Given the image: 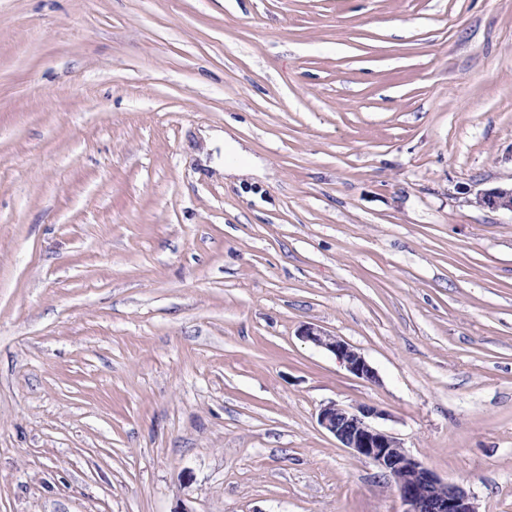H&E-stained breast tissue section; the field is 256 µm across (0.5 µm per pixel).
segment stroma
I'll use <instances>...</instances> for the list:
<instances>
[{
    "instance_id": "1",
    "label": "stroma",
    "mask_w": 512,
    "mask_h": 512,
    "mask_svg": "<svg viewBox=\"0 0 512 512\" xmlns=\"http://www.w3.org/2000/svg\"><path fill=\"white\" fill-rule=\"evenodd\" d=\"M511 185L512 0H0V512H512ZM230 139V135L224 133V147L225 143L229 144V150L224 161V172H233L237 174L250 172V159L247 152L241 150V148L235 143H230ZM474 203L493 210H505L512 213V185L510 188L498 187L480 191L476 194ZM307 341L333 353L352 375L366 380H376L377 374L366 358L352 345L322 329L307 326L301 335ZM379 413L331 402L321 407L319 426L343 448L381 469L396 489L402 512H478L471 496L456 483L443 481L408 454L393 434L372 422Z\"/></svg>"
}]
</instances>
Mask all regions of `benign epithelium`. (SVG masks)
Wrapping results in <instances>:
<instances>
[{"mask_svg": "<svg viewBox=\"0 0 512 512\" xmlns=\"http://www.w3.org/2000/svg\"><path fill=\"white\" fill-rule=\"evenodd\" d=\"M475 203L512 212V187L481 191ZM302 337L333 353L352 375L371 381L377 378L366 358L339 337L312 326L302 331ZM376 415L378 412L371 407L353 410L331 402L321 407L317 421L342 447L383 471L396 489L403 512H477L465 489L443 481L408 454L397 437L372 422Z\"/></svg>", "mask_w": 512, "mask_h": 512, "instance_id": "benign-epithelium-1", "label": "benign epithelium"}]
</instances>
